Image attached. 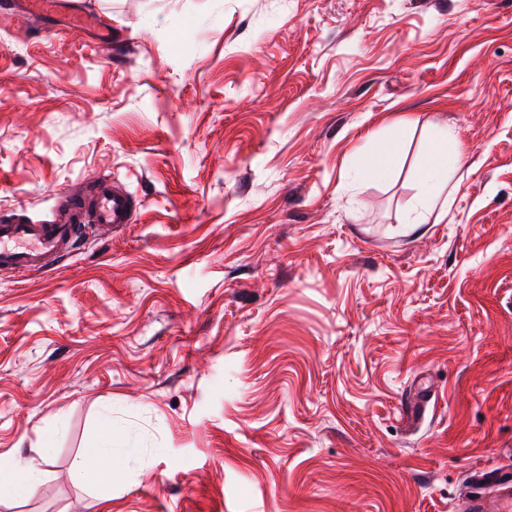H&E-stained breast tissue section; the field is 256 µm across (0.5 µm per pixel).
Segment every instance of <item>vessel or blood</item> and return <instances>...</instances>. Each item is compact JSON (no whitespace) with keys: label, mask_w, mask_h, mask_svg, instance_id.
I'll return each instance as SVG.
<instances>
[{"label":"vessel or blood","mask_w":512,"mask_h":512,"mask_svg":"<svg viewBox=\"0 0 512 512\" xmlns=\"http://www.w3.org/2000/svg\"><path fill=\"white\" fill-rule=\"evenodd\" d=\"M135 196L108 180L89 182L80 192H60L54 209L39 222L17 210L0 222V270H38L76 250L87 225L112 230L133 223ZM475 489L459 502L458 512H512V469L474 472Z\"/></svg>","instance_id":"vessel-or-blood-1"}]
</instances>
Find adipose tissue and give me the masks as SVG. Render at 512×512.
I'll list each match as a JSON object with an SVG mask.
<instances>
[{
    "label": "adipose tissue",
    "instance_id": "ef3b65f1",
    "mask_svg": "<svg viewBox=\"0 0 512 512\" xmlns=\"http://www.w3.org/2000/svg\"><path fill=\"white\" fill-rule=\"evenodd\" d=\"M458 151L449 146L447 135L437 136L431 143L428 159L420 173V183L423 191L412 205L413 214L431 210L436 207H447L448 200L443 195V189L448 183L451 172L457 164ZM41 473V464L30 461L18 463L13 456L0 455V490L21 494L26 492Z\"/></svg>",
    "mask_w": 512,
    "mask_h": 512
}]
</instances>
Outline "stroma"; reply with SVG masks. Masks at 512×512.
I'll list each match as a JSON object with an SVG mask.
<instances>
[{
	"label": "stroma",
	"mask_w": 512,
	"mask_h": 512,
	"mask_svg": "<svg viewBox=\"0 0 512 512\" xmlns=\"http://www.w3.org/2000/svg\"><path fill=\"white\" fill-rule=\"evenodd\" d=\"M83 2L111 41L0 12V221L140 205L0 271V454L45 461L0 512H453L512 468V0ZM458 150L448 146L447 133L437 136L430 145L428 159L420 173V183L423 191L412 205L414 214L411 224H421L418 220L421 211L436 207L448 210V195L442 196L445 185L448 184L450 173L457 164ZM398 142L388 143L380 147L367 160L364 174L370 178L381 177L389 173L395 165L399 155ZM135 196L108 180L92 181L81 192L58 193L54 209L38 223L21 207L0 222V270H38L50 261L74 252L86 224L112 230L133 224ZM76 468L84 475L92 471L99 478L107 477L112 473V440L106 438L102 445L87 448Z\"/></svg>",
	"instance_id": "35a3bbf8"
}]
</instances>
